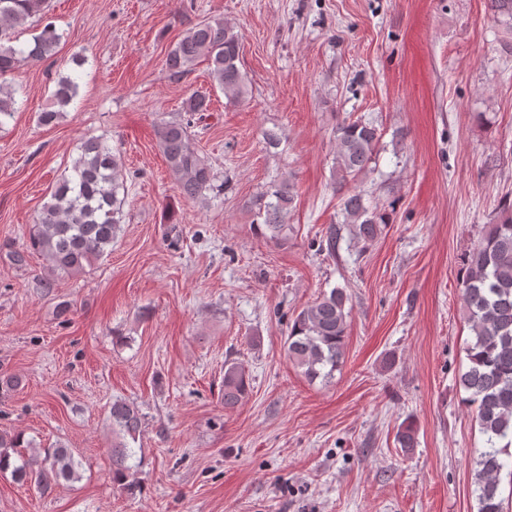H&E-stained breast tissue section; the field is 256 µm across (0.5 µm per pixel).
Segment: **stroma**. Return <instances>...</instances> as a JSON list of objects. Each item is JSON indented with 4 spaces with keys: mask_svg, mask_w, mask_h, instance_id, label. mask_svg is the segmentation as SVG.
I'll return each instance as SVG.
<instances>
[{
    "mask_svg": "<svg viewBox=\"0 0 512 512\" xmlns=\"http://www.w3.org/2000/svg\"><path fill=\"white\" fill-rule=\"evenodd\" d=\"M46 19L58 52L15 73L23 105L0 127V433L65 445L81 477L43 490L0 475V512H477L484 438L458 385L459 276L512 198V51L489 0H51ZM213 19L241 34L246 103L211 90L206 61L179 81L165 69ZM77 54L78 96L38 124ZM196 90L211 110L194 143L227 183L203 204L182 198L157 137ZM345 120L382 132L348 188L389 221L368 248L345 237L330 255L319 244L343 220L331 171ZM92 135L128 174L111 255L75 275L36 253L11 263ZM283 177L293 230L276 243L253 200ZM336 286L350 294L344 362L311 383L288 359V327ZM228 361L250 383L233 409ZM120 398L143 416L133 496L112 482ZM408 420L417 442L403 448Z\"/></svg>",
    "mask_w": 512,
    "mask_h": 512,
    "instance_id": "obj_1",
    "label": "stroma"
}]
</instances>
